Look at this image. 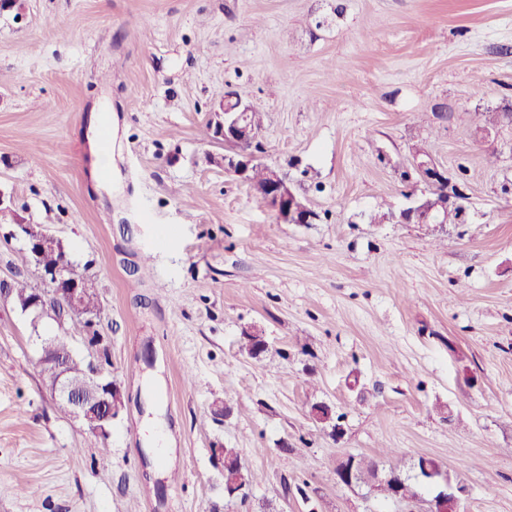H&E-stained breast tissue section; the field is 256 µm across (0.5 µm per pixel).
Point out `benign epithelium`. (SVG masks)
<instances>
[{
	"label": "benign epithelium",
	"instance_id": "1",
	"mask_svg": "<svg viewBox=\"0 0 512 512\" xmlns=\"http://www.w3.org/2000/svg\"><path fill=\"white\" fill-rule=\"evenodd\" d=\"M249 104L243 102L233 93L224 95L211 115L210 127L215 137L236 147L235 152L224 154V171L241 180L246 176L252 164L256 163V152L261 150L259 134L248 122ZM413 166L422 181L431 184L441 178L438 165L424 152L413 151ZM274 211L279 222L283 224H311L317 220V213L296 198L288 185L286 177L277 169L270 168V181L265 189L258 193ZM458 209V221L466 223L468 209L460 202V195L453 186H448L444 196L433 200L418 198L414 205L400 213V220L415 224H448V206ZM19 233L26 244L35 247H52L57 239L32 224L19 225ZM45 287L34 291L31 301L22 307V312L34 314L33 322H38L46 315L52 316L63 325L64 317L55 314L51 305L61 310L78 311L82 306V295L77 280L70 273L55 270L42 275ZM95 354L89 358L88 367L82 373L70 369V356L55 351L54 338L42 340V356L39 363L41 371L51 375L53 380V398L69 407L73 418L79 420L88 430L95 434L109 433L112 420L125 409V400L121 389L106 372L105 365L109 358L105 354L107 345L104 337L99 335L98 314L87 311L83 317ZM358 457L348 455L336 468L338 481L346 486L359 484L355 473ZM417 475L431 482L435 487L430 501L429 512H462L463 496L466 487L451 482L432 459L419 458L414 464Z\"/></svg>",
	"mask_w": 512,
	"mask_h": 512
}]
</instances>
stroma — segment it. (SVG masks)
I'll return each mask as SVG.
<instances>
[{"label": "stroma", "instance_id": "35a3bbf8", "mask_svg": "<svg viewBox=\"0 0 512 512\" xmlns=\"http://www.w3.org/2000/svg\"><path fill=\"white\" fill-rule=\"evenodd\" d=\"M228 91L262 105L260 159L318 221L278 223L217 164ZM417 144L467 223L399 221ZM0 190V512H426L422 483L411 503L338 483L348 455L409 477L433 458L465 512H512V0H15ZM21 222L97 282L127 399L108 454L41 383L61 328L7 293L43 285ZM218 448L256 474L244 495Z\"/></svg>", "mask_w": 512, "mask_h": 512}]
</instances>
